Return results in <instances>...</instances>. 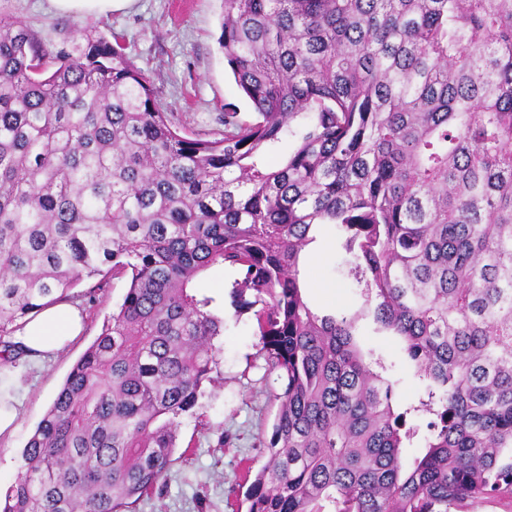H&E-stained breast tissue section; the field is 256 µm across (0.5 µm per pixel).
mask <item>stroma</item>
<instances>
[{"mask_svg": "<svg viewBox=\"0 0 512 512\" xmlns=\"http://www.w3.org/2000/svg\"><path fill=\"white\" fill-rule=\"evenodd\" d=\"M223 13V0H134L127 9L101 16L61 14L48 0H0V14L21 20L52 51H72L91 38L119 36L126 56L149 78L161 109L180 133L201 139L223 133L225 104H236L245 113L253 110L239 95L218 44ZM336 234L335 227H328L323 260L313 276L322 287L335 289L333 310H353L357 299L346 278L336 271ZM92 285L86 279L75 289V304L84 315L79 336L41 366L24 361L15 366L25 390L13 406L12 431L0 435L2 487L15 482L28 438L126 291L121 279H107L98 291ZM89 290L94 291V299H86ZM224 319V334L215 341L221 354L213 396L195 416L182 420L167 493L141 502L138 512H236L235 486L242 483L246 471H259L267 460L258 439L271 432L277 405L269 392L277 382L258 353L252 314L235 315L228 305ZM359 341L394 363L400 379L396 403L414 402L419 384L402 363L399 343L375 335L366 324ZM223 432L229 439L221 446L217 440Z\"/></svg>", "mask_w": 512, "mask_h": 512, "instance_id": "obj_1", "label": "stroma"}]
</instances>
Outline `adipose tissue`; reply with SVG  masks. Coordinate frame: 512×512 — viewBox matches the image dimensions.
<instances>
[{"mask_svg":"<svg viewBox=\"0 0 512 512\" xmlns=\"http://www.w3.org/2000/svg\"><path fill=\"white\" fill-rule=\"evenodd\" d=\"M82 318L67 304H55L40 311L18 336L29 359L44 360L56 355L67 343L80 334Z\"/></svg>","mask_w":512,"mask_h":512,"instance_id":"adipose-tissue-1","label":"adipose tissue"}]
</instances>
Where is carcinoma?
<instances>
[{"label":"carcinoma","mask_w":512,"mask_h":512,"mask_svg":"<svg viewBox=\"0 0 512 512\" xmlns=\"http://www.w3.org/2000/svg\"><path fill=\"white\" fill-rule=\"evenodd\" d=\"M219 44L256 115L192 139L119 40L52 53L0 16V360L84 279L128 282L0 512H137L164 493L219 365L204 288L226 268L281 381L246 512L511 499L512 0H224ZM323 224L353 311L307 299ZM363 323L401 344L418 404L393 406Z\"/></svg>","instance_id":"1"}]
</instances>
